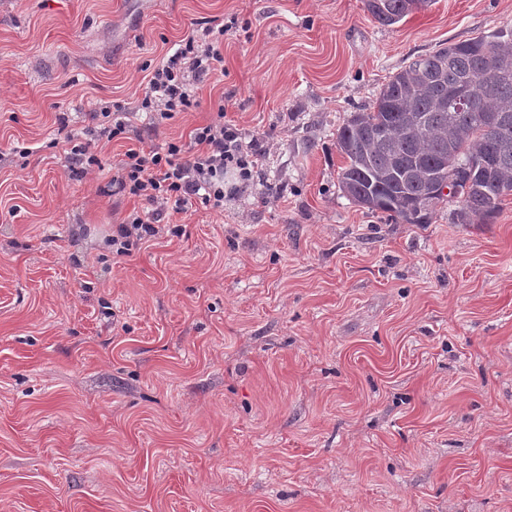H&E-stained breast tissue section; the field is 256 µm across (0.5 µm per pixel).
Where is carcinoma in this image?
<instances>
[{"mask_svg":"<svg viewBox=\"0 0 512 512\" xmlns=\"http://www.w3.org/2000/svg\"><path fill=\"white\" fill-rule=\"evenodd\" d=\"M432 0H366L373 19L394 25ZM478 91L476 112H457L448 91ZM345 159L339 188L356 205L405 224H427L446 199L441 183L486 158L455 195L459 224H486L512 195V28L415 57L382 86L369 109L338 129Z\"/></svg>","mask_w":512,"mask_h":512,"instance_id":"1","label":"carcinoma"}]
</instances>
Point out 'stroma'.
I'll list each match as a JSON object with an SVG mask.
<instances>
[{"instance_id":"1","label":"stroma","mask_w":512,"mask_h":512,"mask_svg":"<svg viewBox=\"0 0 512 512\" xmlns=\"http://www.w3.org/2000/svg\"><path fill=\"white\" fill-rule=\"evenodd\" d=\"M214 18L223 74L147 132L149 74ZM510 27L512 0H0V512H512V195L402 224L336 147L414 57ZM219 102L257 176L113 253L153 210L126 150ZM102 106L137 118L72 172L57 117ZM375 1H383V8ZM366 8L373 19L384 26H391L403 20L413 10L427 6L432 0H366Z\"/></svg>"}]
</instances>
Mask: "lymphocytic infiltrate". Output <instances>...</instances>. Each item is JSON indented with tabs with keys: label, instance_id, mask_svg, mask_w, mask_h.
Listing matches in <instances>:
<instances>
[{
	"label": "lymphocytic infiltrate",
	"instance_id": "lymphocytic-infiltrate-1",
	"mask_svg": "<svg viewBox=\"0 0 512 512\" xmlns=\"http://www.w3.org/2000/svg\"><path fill=\"white\" fill-rule=\"evenodd\" d=\"M223 37L224 25L219 20L200 22L196 31L180 40L166 61L153 70L141 102L153 124L197 106L198 83L224 68V55L219 49ZM94 118L99 131L67 133L69 168L88 172L97 163L92 150L94 141L121 138L131 125L132 115L105 106ZM193 140L196 147L192 150L172 143L163 150L138 147L125 152L117 178L120 188L129 195L145 198L155 210L148 217L130 214L118 226L112 237L117 255L128 254L133 246L155 237L159 232L157 222L166 210L181 211L193 199L212 209H222L226 175L249 179L256 156L245 151L233 124L216 119L196 128Z\"/></svg>",
	"mask_w": 512,
	"mask_h": 512
}]
</instances>
